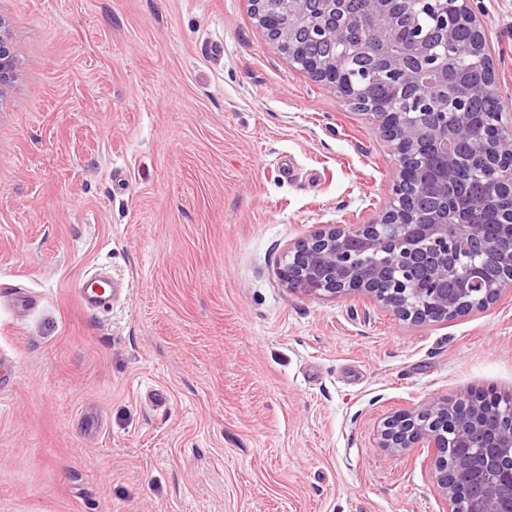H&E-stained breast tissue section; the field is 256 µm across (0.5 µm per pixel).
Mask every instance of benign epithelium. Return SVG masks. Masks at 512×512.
I'll list each match as a JSON object with an SVG mask.
<instances>
[{"instance_id": "7a95c632", "label": "benign epithelium", "mask_w": 512, "mask_h": 512, "mask_svg": "<svg viewBox=\"0 0 512 512\" xmlns=\"http://www.w3.org/2000/svg\"><path fill=\"white\" fill-rule=\"evenodd\" d=\"M268 39L315 81L367 113L397 157L388 204L366 224H328L288 244L281 281L310 299L367 294L399 318L438 323L483 311L512 287V237L488 235L512 197V113L486 132L465 108L448 110L457 80L448 53L467 55L494 79L471 0H252ZM471 28L460 43L448 9ZM434 19L421 29L417 11ZM20 58L0 15V106ZM466 392L387 416L377 446L395 455L432 449L447 512H512V403Z\"/></svg>"}]
</instances>
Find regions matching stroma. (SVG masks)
<instances>
[{
    "label": "stroma",
    "instance_id": "1",
    "mask_svg": "<svg viewBox=\"0 0 512 512\" xmlns=\"http://www.w3.org/2000/svg\"><path fill=\"white\" fill-rule=\"evenodd\" d=\"M512 111V0H475ZM0 512H444L391 412L512 392V288L404 321L310 299L288 243L364 224L395 157L251 0H0ZM121 285L84 308L78 281ZM31 300L17 313L6 296ZM20 58L10 20L0 15V106L10 96L20 69Z\"/></svg>",
    "mask_w": 512,
    "mask_h": 512
}]
</instances>
